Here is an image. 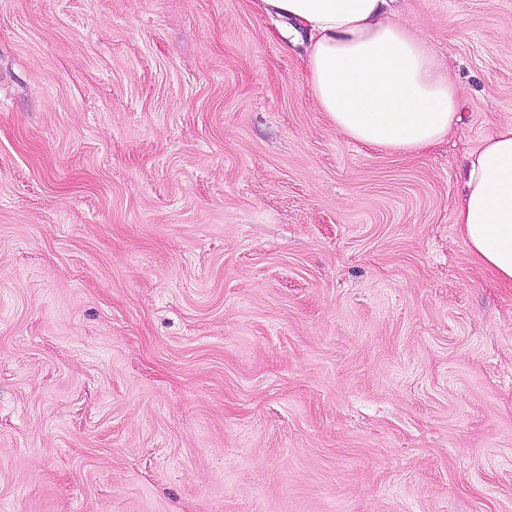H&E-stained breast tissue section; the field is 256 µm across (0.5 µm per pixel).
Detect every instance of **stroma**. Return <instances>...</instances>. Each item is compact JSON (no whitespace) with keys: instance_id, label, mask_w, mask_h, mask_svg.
Listing matches in <instances>:
<instances>
[{"instance_id":"1","label":"stroma","mask_w":512,"mask_h":512,"mask_svg":"<svg viewBox=\"0 0 512 512\" xmlns=\"http://www.w3.org/2000/svg\"><path fill=\"white\" fill-rule=\"evenodd\" d=\"M399 156L251 0H0V512H512V288L455 224L512 0H397Z\"/></svg>"}]
</instances>
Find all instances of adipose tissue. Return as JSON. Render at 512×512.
<instances>
[{"instance_id":"ef3b65f1","label":"adipose tissue","mask_w":512,"mask_h":512,"mask_svg":"<svg viewBox=\"0 0 512 512\" xmlns=\"http://www.w3.org/2000/svg\"><path fill=\"white\" fill-rule=\"evenodd\" d=\"M391 0H252L308 37L307 83L337 131L407 155L443 140L461 121L454 83L425 43L393 19ZM455 222L476 262L512 287V121L467 156Z\"/></svg>"}]
</instances>
